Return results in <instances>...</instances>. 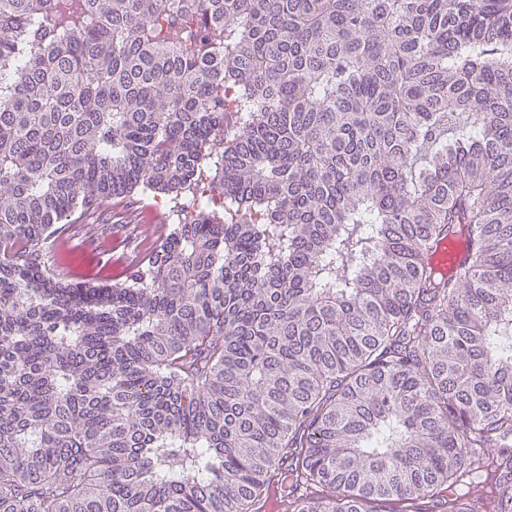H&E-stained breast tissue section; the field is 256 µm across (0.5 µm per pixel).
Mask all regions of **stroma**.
Instances as JSON below:
<instances>
[{
	"mask_svg": "<svg viewBox=\"0 0 512 512\" xmlns=\"http://www.w3.org/2000/svg\"><path fill=\"white\" fill-rule=\"evenodd\" d=\"M166 195L120 198L58 239L51 262L73 282L121 283L173 225Z\"/></svg>",
	"mask_w": 512,
	"mask_h": 512,
	"instance_id": "1",
	"label": "stroma"
}]
</instances>
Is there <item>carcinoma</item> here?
Returning <instances> with one entry per match:
<instances>
[{
	"mask_svg": "<svg viewBox=\"0 0 512 512\" xmlns=\"http://www.w3.org/2000/svg\"><path fill=\"white\" fill-rule=\"evenodd\" d=\"M137 189L184 222L68 282ZM283 484L512 512V0H0V512ZM169 197L148 192L112 200L104 212L72 224L55 243L51 263L75 283H122L177 224L168 215Z\"/></svg>",
	"mask_w": 512,
	"mask_h": 512,
	"instance_id": "cac0c4a2",
	"label": "carcinoma"
}]
</instances>
